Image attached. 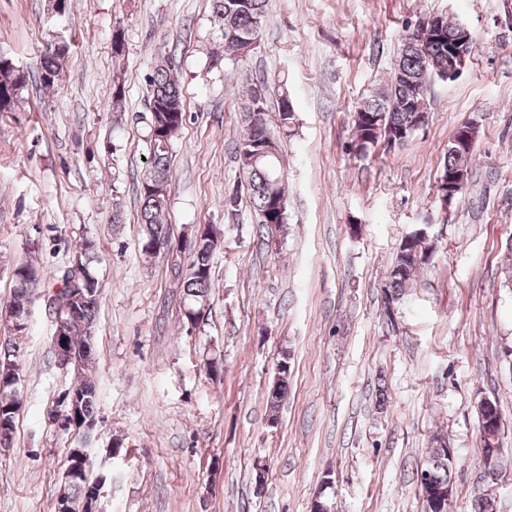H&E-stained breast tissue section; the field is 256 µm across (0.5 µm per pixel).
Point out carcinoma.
<instances>
[{"label":"carcinoma","instance_id":"cac0c4a2","mask_svg":"<svg viewBox=\"0 0 512 512\" xmlns=\"http://www.w3.org/2000/svg\"><path fill=\"white\" fill-rule=\"evenodd\" d=\"M214 26L222 36V51L215 62L240 57L238 51L243 46L252 49L258 44L259 31L266 14L267 0H212ZM409 26L405 23L401 49L394 63L390 80L370 96L362 99L353 111L352 138L347 142L349 156L366 160L376 154L378 148L394 150L404 145L416 131L419 116L429 118V113H418L416 91L407 84L409 80L425 77L432 70L427 65V57L419 53L409 43ZM245 38V45L228 38V35ZM457 24L444 20L441 38L436 39L431 31L421 30L415 40L428 45L430 57L436 65L448 68V45L456 40ZM71 46L65 40H51L46 43L40 56V81L50 88L54 86L60 69L70 52ZM27 84V76L8 58L0 57V112H13L20 94ZM149 104L153 113L148 118L147 143L149 146V167L142 179H157L166 187L162 195L139 190L142 201L141 224L144 226L142 250L157 242H170L168 226L162 223V215L167 210L170 186V149L173 138L183 126L182 89L174 76L172 57L166 56L155 67L149 78ZM278 94V111L274 114L266 108L267 92ZM246 127L236 143V153L242 169L247 175L246 183L249 198L259 217V224H278L287 220L283 212L288 208V194L282 189L286 182L281 156L252 158L251 151L259 142L275 139L270 125H276L283 134L294 129V108L284 84L277 79L266 81L253 88L248 102L244 105ZM463 168L473 171L474 152H459L454 144H448V153L443 159L442 171ZM95 245L86 239L74 253L73 261L85 271L86 279L80 288L86 302L82 305L78 322L71 327L73 346L83 347L93 342L96 318L102 295V285L90 269ZM435 247L421 239L412 244L400 243L392 259L384 285V301L395 305L404 295L415 273L427 264ZM213 247L203 242L190 251L191 262L183 278L181 288L190 301V308L196 309L208 300L213 288L211 277V257ZM16 283L13 305L7 309L8 335L0 337V447L11 445L15 421L20 410L18 385L12 384L11 377L19 375L20 338L28 329H19L14 318L28 312V306L44 287L46 273L36 260H24L13 269ZM93 368H84L77 373L75 391L81 394L82 411L85 416L96 418L98 389L92 380ZM438 437H432L434 446L430 448L424 467L420 471V489L431 487L453 491V471L457 459L455 452L435 447ZM93 484L89 473L84 472L72 480H64L59 494L67 498L73 512H81V505L88 486Z\"/></svg>","mask_w":512,"mask_h":512}]
</instances>
